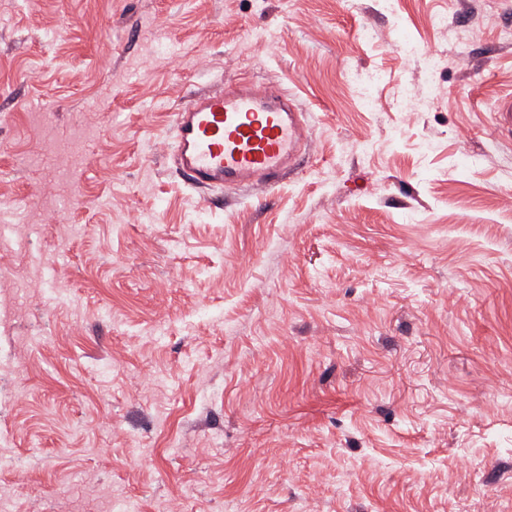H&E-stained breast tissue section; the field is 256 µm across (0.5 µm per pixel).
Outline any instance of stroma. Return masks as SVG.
Here are the masks:
<instances>
[{
    "mask_svg": "<svg viewBox=\"0 0 512 512\" xmlns=\"http://www.w3.org/2000/svg\"><path fill=\"white\" fill-rule=\"evenodd\" d=\"M245 75L304 161L193 189ZM510 93L512 0H0V512H512ZM307 141L306 122L288 90L248 77L221 81L181 106L170 155L194 188L272 191Z\"/></svg>",
    "mask_w": 512,
    "mask_h": 512,
    "instance_id": "1",
    "label": "stroma"
}]
</instances>
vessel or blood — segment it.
I'll return each instance as SVG.
<instances>
[{"instance_id":"obj_1","label":"vessel or blood","mask_w":512,"mask_h":512,"mask_svg":"<svg viewBox=\"0 0 512 512\" xmlns=\"http://www.w3.org/2000/svg\"><path fill=\"white\" fill-rule=\"evenodd\" d=\"M308 141L288 90L240 78L196 94L174 114L170 155L197 189L275 190Z\"/></svg>"}]
</instances>
